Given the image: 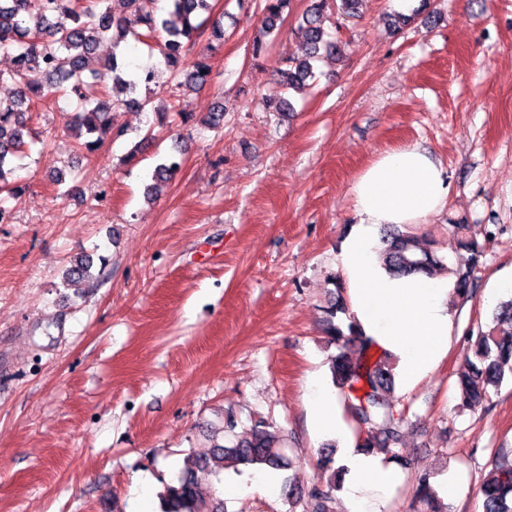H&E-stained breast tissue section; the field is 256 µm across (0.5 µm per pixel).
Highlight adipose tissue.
I'll list each match as a JSON object with an SVG mask.
<instances>
[{
	"label": "adipose tissue",
	"instance_id": "adipose-tissue-1",
	"mask_svg": "<svg viewBox=\"0 0 512 512\" xmlns=\"http://www.w3.org/2000/svg\"><path fill=\"white\" fill-rule=\"evenodd\" d=\"M450 190L446 168L416 144L381 153L351 188L354 223L341 242L336 269L347 289L350 316L379 348L398 356L404 385L433 373L448 352L452 330L448 294L453 282L423 273L389 276L378 259L380 230L419 224L440 213ZM308 399L318 429L342 431L336 394L315 379ZM345 458L347 512H382L404 473L384 463L380 455L350 447Z\"/></svg>",
	"mask_w": 512,
	"mask_h": 512
}]
</instances>
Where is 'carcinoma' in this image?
<instances>
[{
    "mask_svg": "<svg viewBox=\"0 0 512 512\" xmlns=\"http://www.w3.org/2000/svg\"><path fill=\"white\" fill-rule=\"evenodd\" d=\"M109 0H0V53L12 58L13 66L0 70V84L17 85L14 95L0 98V193L9 196L22 191L12 180L16 159L38 147L43 153L49 140L30 126V112L36 104L56 102L70 96L75 101L73 128L91 140L84 148L92 152L109 134L121 136L124 128H114L111 113L122 109H144L145 99L135 97L140 71L128 68L120 45L131 37L137 42L155 39L171 74L175 91L201 89L209 82L212 66L201 53L187 59L188 47L203 33L211 10L210 0H123L122 16L115 15ZM262 33L252 43V56L267 51L265 37L280 26L292 0H263ZM301 28V54L282 61L277 70L286 90L299 91L316 79L314 63L323 54L340 52L339 38H330L322 27V16L331 6L347 19L359 14L364 0H307ZM104 43L111 51L98 59ZM175 156L158 164L146 198L152 199L165 182L181 168ZM380 259L388 273L403 276L410 272L432 275L441 270L454 277V295L463 302L476 288V272L482 265L484 247L467 235V225H448V253L433 238L415 233L410 225L394 227L382 237ZM93 259L82 255L62 275V284H80L90 275ZM335 292L323 312L327 344L337 347L330 371L333 385L347 402L357 425L362 448L376 449L397 461L406 409L398 407L394 396L396 363L387 354L371 359L372 338L364 335L353 321L347 329L336 323L337 314L346 310L344 284L340 275L328 277ZM459 408L474 411L485 402L489 389L499 388L512 378V299L499 303L487 329L468 331L464 337L462 361L456 371ZM233 412L225 413L215 428L211 446L191 451L181 475L174 483L163 484L158 492L160 512H224V499L201 490V476L221 481L224 470L290 469L294 461L287 454L282 431L263 418L252 422L245 434L236 432ZM319 467L329 473L322 484H314L306 494L312 512H334V492L338 488L333 450L321 454ZM483 512H512V461L495 462L481 487ZM416 496L427 512H450L435 506L436 491L430 477L418 481Z\"/></svg>",
    "mask_w": 512,
    "mask_h": 512,
    "instance_id": "1",
    "label": "carcinoma"
}]
</instances>
